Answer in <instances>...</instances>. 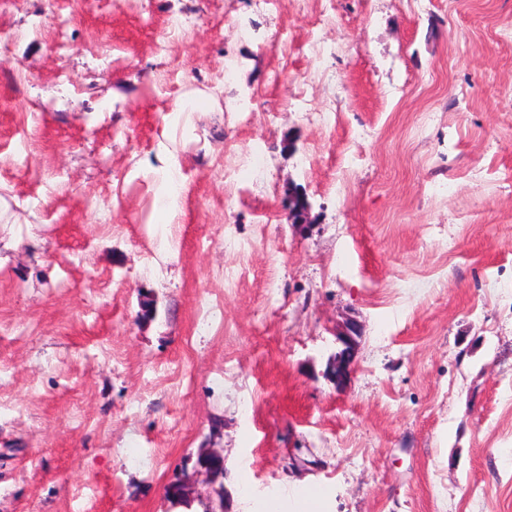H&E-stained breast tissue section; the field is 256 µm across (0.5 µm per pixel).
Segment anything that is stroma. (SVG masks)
Masks as SVG:
<instances>
[{"label": "stroma", "mask_w": 512, "mask_h": 512, "mask_svg": "<svg viewBox=\"0 0 512 512\" xmlns=\"http://www.w3.org/2000/svg\"><path fill=\"white\" fill-rule=\"evenodd\" d=\"M508 25L512 0H0V512H177L203 446L229 512L306 485L321 512H512ZM315 40L352 89L330 131ZM252 146L268 177L229 184ZM357 336L358 327L353 322L346 323L337 335L343 348L336 353L327 368V376L337 385L344 383L353 373L352 359Z\"/></svg>", "instance_id": "stroma-1"}]
</instances>
